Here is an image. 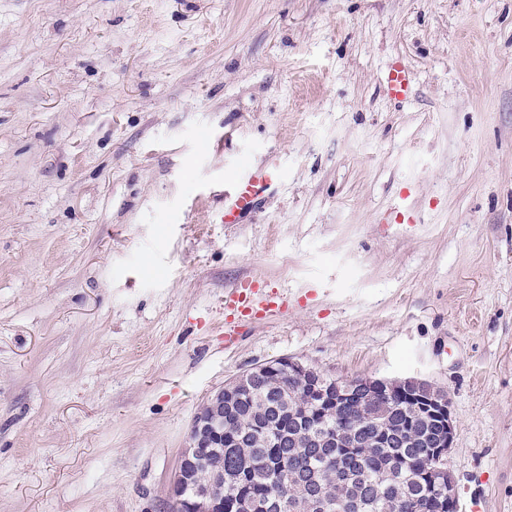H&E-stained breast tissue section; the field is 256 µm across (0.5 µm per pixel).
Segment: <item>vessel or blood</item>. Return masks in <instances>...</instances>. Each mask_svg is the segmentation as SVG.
I'll list each match as a JSON object with an SVG mask.
<instances>
[{
	"mask_svg": "<svg viewBox=\"0 0 512 512\" xmlns=\"http://www.w3.org/2000/svg\"><path fill=\"white\" fill-rule=\"evenodd\" d=\"M411 87L408 69L394 65L387 78L389 94L396 99L406 98ZM281 181L277 168L248 169L241 173L230 193L224 196V208L219 220L224 224H237L254 211L263 198L275 190ZM287 305L283 296L275 293L260 295L258 287L251 282H242L224 293L219 312L224 318L226 341L236 340L247 320L263 318L281 311Z\"/></svg>",
	"mask_w": 512,
	"mask_h": 512,
	"instance_id": "b4317fda",
	"label": "vessel or blood"
}]
</instances>
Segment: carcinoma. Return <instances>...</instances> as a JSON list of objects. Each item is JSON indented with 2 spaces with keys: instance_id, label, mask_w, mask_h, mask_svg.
<instances>
[{
  "instance_id": "cac0c4a2",
  "label": "carcinoma",
  "mask_w": 512,
  "mask_h": 512,
  "mask_svg": "<svg viewBox=\"0 0 512 512\" xmlns=\"http://www.w3.org/2000/svg\"><path fill=\"white\" fill-rule=\"evenodd\" d=\"M303 385L304 379L279 369L224 400V419L215 423L216 431L224 433V447L210 448L187 463L196 482L183 488L182 498L193 499L210 473L222 468L235 478L221 488L224 512H236L237 503L247 498L275 501L298 495V478L305 474L317 476L325 495L358 499L357 512H442L440 492L431 487L434 449L423 443L406 445L409 428H421L419 422L410 423L411 403L396 396L387 405L362 393L342 405H323L313 410L306 427L342 431L345 442L324 448L295 447L289 439L294 421L283 393ZM381 412L390 417L386 429L373 425ZM352 437L359 442L356 448L348 447ZM387 470L398 476V485L379 482Z\"/></svg>"
}]
</instances>
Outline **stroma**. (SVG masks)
<instances>
[{"mask_svg": "<svg viewBox=\"0 0 512 512\" xmlns=\"http://www.w3.org/2000/svg\"><path fill=\"white\" fill-rule=\"evenodd\" d=\"M244 280L288 308L229 343ZM278 358L445 389L458 508L512 512V0H0V512H160ZM411 87V77L408 69L397 63L390 70L387 78V89L394 99H403L408 96ZM280 181V173L275 167L245 170L236 178L232 191L224 194L220 223L239 224Z\"/></svg>", "mask_w": 512, "mask_h": 512, "instance_id": "obj_1", "label": "stroma"}]
</instances>
